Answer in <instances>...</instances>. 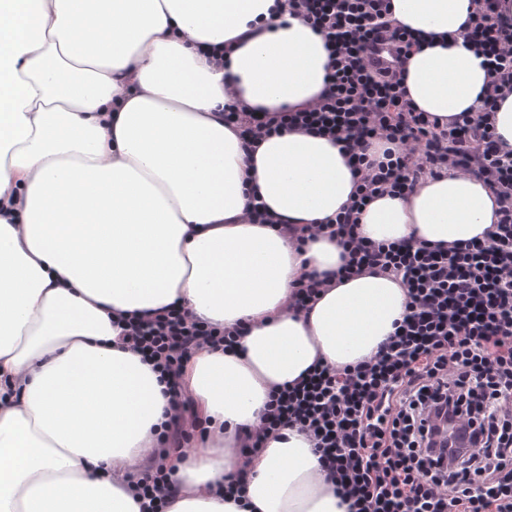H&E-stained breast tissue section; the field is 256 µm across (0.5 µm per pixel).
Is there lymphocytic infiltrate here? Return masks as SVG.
I'll return each mask as SVG.
<instances>
[{
  "label": "lymphocytic infiltrate",
  "instance_id": "f902f5d3",
  "mask_svg": "<svg viewBox=\"0 0 512 512\" xmlns=\"http://www.w3.org/2000/svg\"><path fill=\"white\" fill-rule=\"evenodd\" d=\"M476 4L465 37L491 81L475 114L443 124L412 106L402 73L418 38L392 20L390 0H284L330 48L321 99L269 119L239 116L248 150L288 129L341 144L355 191L318 230L345 249V274L377 269L407 290L401 320L372 357L315 363L271 397L253 436L260 448L281 429L304 433L347 512H512V151L489 122L500 92L512 93V16L500 0ZM376 141L382 153H372ZM451 168L501 201L486 239L443 250L359 235L369 201ZM124 338L171 378L200 345L238 343L237 331L206 328L182 309L130 318Z\"/></svg>",
  "mask_w": 512,
  "mask_h": 512
}]
</instances>
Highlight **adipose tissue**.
<instances>
[{
    "mask_svg": "<svg viewBox=\"0 0 512 512\" xmlns=\"http://www.w3.org/2000/svg\"><path fill=\"white\" fill-rule=\"evenodd\" d=\"M390 3L423 37L405 70L416 110L477 111L490 77L462 39L475 0ZM327 61L277 0H0V512H140L130 477L179 412L116 322L173 305L245 333L180 373L208 432L164 459L180 488L170 512H346L297 430L241 447L272 389L373 354L406 290L372 270L338 280L341 246L278 230L349 204L338 144L282 131L249 156L224 119L231 102L313 105ZM253 196L272 223H251ZM498 209L451 170L371 201L360 233L445 249L484 238ZM305 273L327 286L297 315ZM241 473L237 501L224 480Z\"/></svg>",
    "mask_w": 512,
    "mask_h": 512,
    "instance_id": "ef3b65f1",
    "label": "adipose tissue"
}]
</instances>
